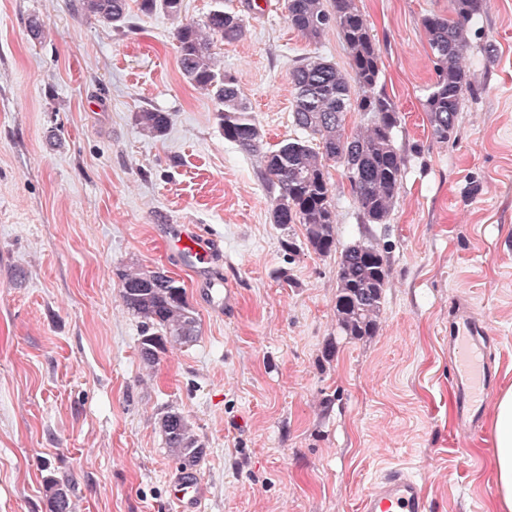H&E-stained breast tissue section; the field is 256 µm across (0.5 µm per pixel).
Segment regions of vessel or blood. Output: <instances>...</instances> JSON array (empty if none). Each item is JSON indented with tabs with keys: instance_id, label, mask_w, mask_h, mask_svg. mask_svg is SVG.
Returning a JSON list of instances; mask_svg holds the SVG:
<instances>
[{
	"instance_id": "b4317fda",
	"label": "vessel or blood",
	"mask_w": 512,
	"mask_h": 512,
	"mask_svg": "<svg viewBox=\"0 0 512 512\" xmlns=\"http://www.w3.org/2000/svg\"><path fill=\"white\" fill-rule=\"evenodd\" d=\"M176 246L185 265L202 274L209 269L212 248L193 233L179 237ZM210 305L217 310H233L237 291L216 280L204 283ZM488 330L472 309L453 303L448 310V347L453 352L452 384L456 394V414L465 426L479 423L486 397L496 376L487 357ZM172 502L177 512H197L203 497L200 479L194 475L175 477ZM360 512H428V500L422 485L406 475L402 468H390L367 490L360 500Z\"/></svg>"
}]
</instances>
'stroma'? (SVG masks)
Returning a JSON list of instances; mask_svg holds the SVG:
<instances>
[{
    "label": "stroma",
    "instance_id": "1",
    "mask_svg": "<svg viewBox=\"0 0 512 512\" xmlns=\"http://www.w3.org/2000/svg\"><path fill=\"white\" fill-rule=\"evenodd\" d=\"M182 3L174 17L131 8L115 29L72 0H0V512H46L53 478L70 481L73 512H174L170 410L205 448L201 512H359L394 466L429 512H495L494 410L472 430L456 420L448 308L462 298L486 318L493 391L512 388V0H487L471 30L473 89L445 142L423 108L436 71L422 21L453 0H355L406 165L389 222L366 224L329 163L324 256L301 225L271 222L259 156L225 140L218 104L183 77L174 32L213 0ZM224 8L246 33L216 57L269 148L295 135L293 68L320 55L345 71L348 50L333 28L306 40L285 0ZM146 108L169 113L165 135L140 133ZM189 225L216 249L210 278L238 290L231 312L167 245ZM360 239L390 275L376 333L354 338L336 322V271ZM133 263L183 282L198 321L150 378L117 277Z\"/></svg>",
    "mask_w": 512,
    "mask_h": 512
}]
</instances>
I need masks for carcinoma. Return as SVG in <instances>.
<instances>
[{
	"label": "carcinoma",
	"mask_w": 512,
	"mask_h": 512,
	"mask_svg": "<svg viewBox=\"0 0 512 512\" xmlns=\"http://www.w3.org/2000/svg\"><path fill=\"white\" fill-rule=\"evenodd\" d=\"M129 0H77L73 10L99 22L121 27L129 13ZM484 0H454L453 16L433 14L423 27L434 56L437 79L424 101L432 135L448 141L458 123L470 75L463 60L470 48V25L484 11ZM160 8L178 15L181 0H139V9ZM291 25L302 36L318 42L336 26L350 55L353 76L319 55L305 58L292 72L293 124L300 134L275 150L261 153L265 179L278 188L271 210L274 224H300L313 251L329 254L336 244V216L331 204L327 162L339 164L362 219L384 224L389 219L403 178L405 159L395 144L398 114L392 101L376 92L380 78L379 53L367 20L354 0H286ZM244 34L243 19L214 5L203 25L187 22L174 38L178 63L188 82L212 96L220 105L218 116L224 139L248 153H260L262 135L236 78L217 66L214 45L235 42ZM363 112L370 122L351 133L344 114ZM142 132L164 135L169 114L146 109L137 116ZM121 297L128 310L141 319V359L152 373L169 341L186 343L197 336V319L183 284L153 270L130 266L119 272ZM336 295V318L347 336H370L377 327L388 269L377 244L364 240L341 255ZM171 454L184 470L194 469L205 448L192 425L178 411L161 418ZM69 482L50 480L45 486L47 512H72Z\"/></svg>",
	"instance_id": "obj_1"
}]
</instances>
